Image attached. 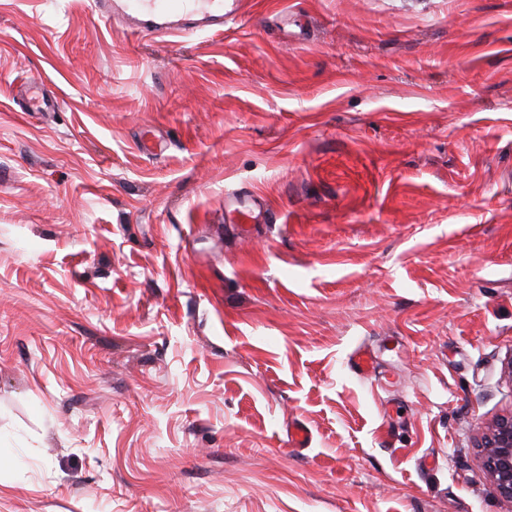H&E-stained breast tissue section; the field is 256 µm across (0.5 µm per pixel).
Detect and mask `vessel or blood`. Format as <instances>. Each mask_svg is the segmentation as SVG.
<instances>
[{
    "mask_svg": "<svg viewBox=\"0 0 512 512\" xmlns=\"http://www.w3.org/2000/svg\"><path fill=\"white\" fill-rule=\"evenodd\" d=\"M235 0H98L100 15L122 16L136 32H150L160 36H182L196 31L223 27L224 20L234 12ZM27 109L31 112L55 110V101L42 93V84L30 82L26 86ZM258 206L256 199H231L224 208L227 218L235 223L249 222ZM352 372L364 379L376 375L375 358L370 350H357L349 360Z\"/></svg>",
    "mask_w": 512,
    "mask_h": 512,
    "instance_id": "b4317fda",
    "label": "vessel or blood"
}]
</instances>
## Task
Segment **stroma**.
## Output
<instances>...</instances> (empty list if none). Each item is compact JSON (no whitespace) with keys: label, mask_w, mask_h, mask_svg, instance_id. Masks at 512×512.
<instances>
[{"label":"stroma","mask_w":512,"mask_h":512,"mask_svg":"<svg viewBox=\"0 0 512 512\" xmlns=\"http://www.w3.org/2000/svg\"><path fill=\"white\" fill-rule=\"evenodd\" d=\"M510 360L512 0H0V512H512ZM101 16H122L135 32L182 36L196 31L224 30L235 0H99ZM26 112H50L56 109L57 101L47 99L42 93V81H30L25 87ZM259 203L254 197L246 202L238 199L226 200L224 208L227 218L234 223H248L254 219V210ZM348 366L352 372L364 379L376 377L375 357L367 349H359L349 360ZM485 468L501 495L512 500V414L497 419L481 439Z\"/></svg>","instance_id":"1"}]
</instances>
